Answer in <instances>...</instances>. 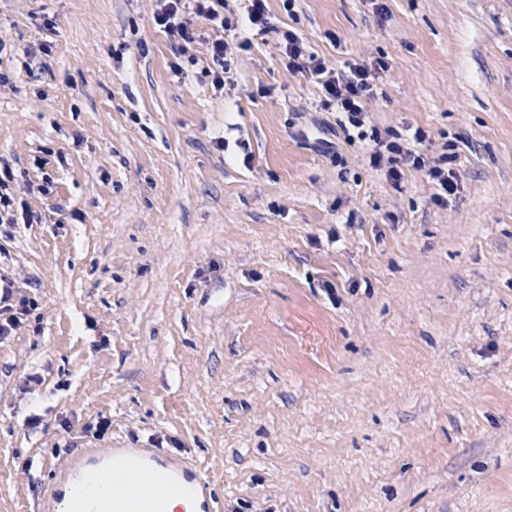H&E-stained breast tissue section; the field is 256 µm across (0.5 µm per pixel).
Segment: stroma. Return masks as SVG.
Segmentation results:
<instances>
[{
  "instance_id": "obj_1",
  "label": "stroma",
  "mask_w": 512,
  "mask_h": 512,
  "mask_svg": "<svg viewBox=\"0 0 512 512\" xmlns=\"http://www.w3.org/2000/svg\"><path fill=\"white\" fill-rule=\"evenodd\" d=\"M229 0L245 65L153 0H0V512L75 452L200 468L219 512H512V0ZM386 65L380 128L458 191L369 163L280 34ZM50 45L42 54V45ZM109 420L98 433L100 420ZM154 22L161 26L168 36L178 42L194 43L199 39L191 18L186 17L191 11L186 10L185 0H155ZM248 21L253 28H258L260 33H269L274 30L270 24L267 12L266 0H249ZM208 51L210 52L214 64L218 66L213 72V85L217 89L224 87V74L230 70V62L235 58L238 59L243 51L248 47L247 41L233 40L229 42L224 38L208 41ZM0 223L15 224L12 206L14 204V195L10 187L14 176L8 164H4L0 171Z\"/></svg>"
}]
</instances>
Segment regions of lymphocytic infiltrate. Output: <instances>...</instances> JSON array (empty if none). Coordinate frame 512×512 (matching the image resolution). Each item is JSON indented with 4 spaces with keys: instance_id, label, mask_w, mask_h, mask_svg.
Returning <instances> with one entry per match:
<instances>
[{
    "instance_id": "1",
    "label": "lymphocytic infiltrate",
    "mask_w": 512,
    "mask_h": 512,
    "mask_svg": "<svg viewBox=\"0 0 512 512\" xmlns=\"http://www.w3.org/2000/svg\"><path fill=\"white\" fill-rule=\"evenodd\" d=\"M154 21L168 36L177 42H195L199 34L194 27V17H203L211 22L213 29L227 25L224 16V0H155ZM284 44L285 65L288 73L302 72L317 84L323 94L325 106L340 112L344 131L355 132L357 138L369 141L373 148L369 153L370 165L385 171L392 182L401 179L402 167L423 172L436 182L442 193L436 203H444L446 196L454 194L457 187L453 181L451 155L443 154L431 160L408 149L402 136L391 130H380L369 121L367 101L375 94L374 80L367 68L348 61L343 67L329 66L317 55L308 53L301 39L292 32L281 35Z\"/></svg>"
}]
</instances>
